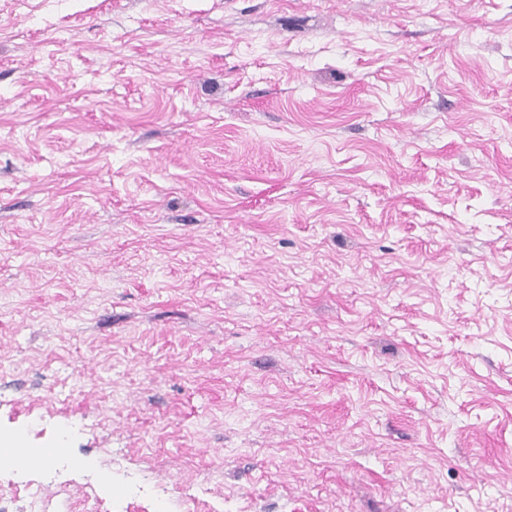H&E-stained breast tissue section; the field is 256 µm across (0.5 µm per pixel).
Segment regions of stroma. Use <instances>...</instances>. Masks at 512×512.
<instances>
[{
  "label": "stroma",
  "instance_id": "1",
  "mask_svg": "<svg viewBox=\"0 0 512 512\" xmlns=\"http://www.w3.org/2000/svg\"><path fill=\"white\" fill-rule=\"evenodd\" d=\"M19 433L18 512H512V0H0Z\"/></svg>",
  "mask_w": 512,
  "mask_h": 512
}]
</instances>
